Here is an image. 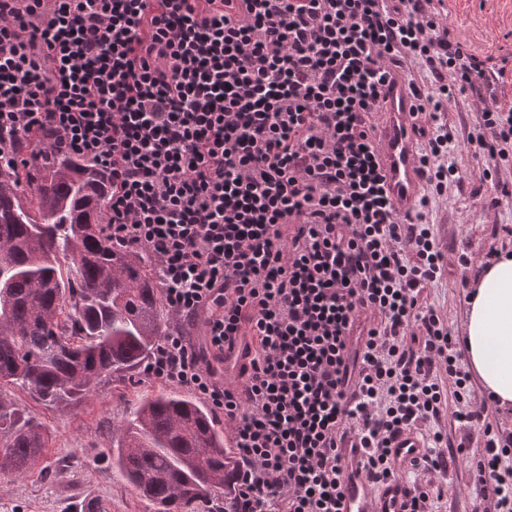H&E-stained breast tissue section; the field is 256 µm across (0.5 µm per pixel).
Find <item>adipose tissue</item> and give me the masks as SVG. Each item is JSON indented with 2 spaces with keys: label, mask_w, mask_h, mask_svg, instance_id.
<instances>
[{
  "label": "adipose tissue",
  "mask_w": 512,
  "mask_h": 512,
  "mask_svg": "<svg viewBox=\"0 0 512 512\" xmlns=\"http://www.w3.org/2000/svg\"><path fill=\"white\" fill-rule=\"evenodd\" d=\"M464 348L470 371L498 405H512V254L477 280L468 302Z\"/></svg>",
  "instance_id": "1"
}]
</instances>
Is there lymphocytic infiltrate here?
Returning <instances> with one entry per match:
<instances>
[{
    "instance_id": "obj_1",
    "label": "lymphocytic infiltrate",
    "mask_w": 512,
    "mask_h": 512,
    "mask_svg": "<svg viewBox=\"0 0 512 512\" xmlns=\"http://www.w3.org/2000/svg\"><path fill=\"white\" fill-rule=\"evenodd\" d=\"M447 17L446 0H0V167L64 152L107 174L104 232L151 255L172 317L143 379L228 421L237 512H340L347 441L379 487L403 467L396 437L445 415L485 437L473 512H512V431L421 302L448 264L426 214L458 174L449 104L479 103V151L512 147L503 70ZM395 67L427 76L412 216L372 146ZM447 441L433 432L414 468L445 475L467 449Z\"/></svg>"
}]
</instances>
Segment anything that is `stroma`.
<instances>
[{"label":"stroma","instance_id":"obj_1","mask_svg":"<svg viewBox=\"0 0 512 512\" xmlns=\"http://www.w3.org/2000/svg\"><path fill=\"white\" fill-rule=\"evenodd\" d=\"M448 25L472 53L505 68L509 81L497 91L512 98V0H448ZM448 118L456 136L448 161L462 180L450 183L446 196L433 198L427 219L437 238L455 251L512 252V236L504 231L512 226V202L490 207L492 189L480 180L483 169L495 164L501 179L512 182V154L494 162L467 145L477 125L470 99L452 102ZM475 274V269L451 266L441 281L422 293L424 305L442 315L452 335L464 332L468 285ZM163 388L160 382L108 381L87 398L65 406L12 387L9 396L15 406L49 431L50 441L40 469L22 477L0 475V512H74L81 500L92 497L102 500L109 512H154L153 504L112 467V427L130 419L142 395ZM409 480L425 491L443 486L431 512H471L476 486L467 464L450 467L443 483L426 471L410 474Z\"/></svg>","mask_w":512,"mask_h":512}]
</instances>
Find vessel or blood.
Segmentation results:
<instances>
[{
	"label": "vessel or blood",
	"mask_w": 512,
	"mask_h": 512,
	"mask_svg": "<svg viewBox=\"0 0 512 512\" xmlns=\"http://www.w3.org/2000/svg\"><path fill=\"white\" fill-rule=\"evenodd\" d=\"M408 83L403 73L390 74L382 102V122L374 140L385 190L403 215L416 212L425 185L422 138L418 133L420 117L416 112L417 100ZM345 455L342 512H387L384 492L375 490L365 477L366 449H349Z\"/></svg>",
	"instance_id": "1"
}]
</instances>
